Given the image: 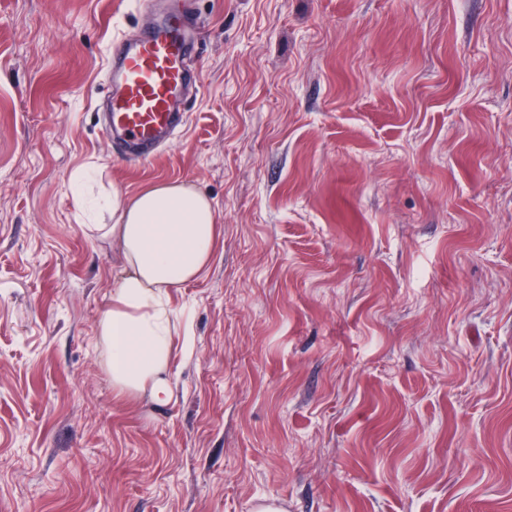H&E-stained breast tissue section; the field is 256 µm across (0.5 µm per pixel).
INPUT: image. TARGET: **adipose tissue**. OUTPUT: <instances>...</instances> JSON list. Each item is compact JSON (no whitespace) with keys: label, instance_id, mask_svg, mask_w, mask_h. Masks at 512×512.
Returning <instances> with one entry per match:
<instances>
[{"label":"adipose tissue","instance_id":"1","mask_svg":"<svg viewBox=\"0 0 512 512\" xmlns=\"http://www.w3.org/2000/svg\"><path fill=\"white\" fill-rule=\"evenodd\" d=\"M111 208L115 223L96 230L114 240L123 258L99 319L112 390L164 406L175 393L169 291L196 280L211 264L216 210L204 193L165 182L131 197L113 194Z\"/></svg>","mask_w":512,"mask_h":512}]
</instances>
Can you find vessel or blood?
Listing matches in <instances>:
<instances>
[{
  "label": "vessel or blood",
  "mask_w": 512,
  "mask_h": 512,
  "mask_svg": "<svg viewBox=\"0 0 512 512\" xmlns=\"http://www.w3.org/2000/svg\"><path fill=\"white\" fill-rule=\"evenodd\" d=\"M185 26V16L173 14L144 25L135 43L118 39L112 44V63L120 69L121 85L112 99L108 126L134 159H147L182 121L173 103L192 79Z\"/></svg>",
  "instance_id": "b4317fda"
}]
</instances>
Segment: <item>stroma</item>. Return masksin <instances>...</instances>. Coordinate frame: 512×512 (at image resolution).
Listing matches in <instances>:
<instances>
[{
    "instance_id": "35a3bbf8",
    "label": "stroma",
    "mask_w": 512,
    "mask_h": 512,
    "mask_svg": "<svg viewBox=\"0 0 512 512\" xmlns=\"http://www.w3.org/2000/svg\"><path fill=\"white\" fill-rule=\"evenodd\" d=\"M201 84L111 140L149 0H0V512H512V0H186ZM212 200L169 405L117 399L122 270L72 177Z\"/></svg>"
}]
</instances>
